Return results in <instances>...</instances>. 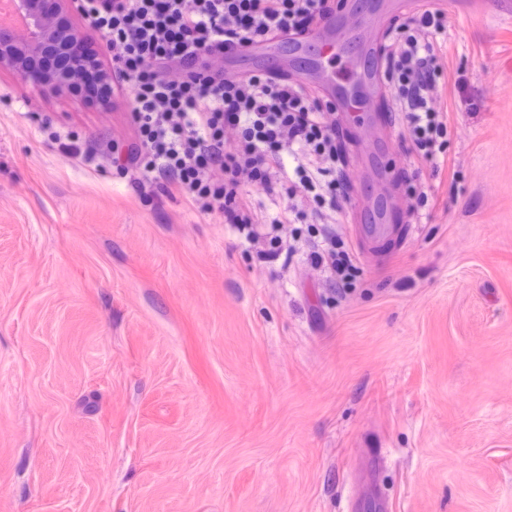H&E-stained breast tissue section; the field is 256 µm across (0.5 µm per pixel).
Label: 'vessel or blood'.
I'll return each instance as SVG.
<instances>
[{
	"mask_svg": "<svg viewBox=\"0 0 512 512\" xmlns=\"http://www.w3.org/2000/svg\"><path fill=\"white\" fill-rule=\"evenodd\" d=\"M418 0H345L342 15L321 21L309 35L278 38L228 51L224 70L237 77L270 71H299L320 87L337 112L356 115L361 99L385 92L378 46L349 28V16L376 19L412 10Z\"/></svg>",
	"mask_w": 512,
	"mask_h": 512,
	"instance_id": "obj_1",
	"label": "vessel or blood"
}]
</instances>
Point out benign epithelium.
I'll return each instance as SVG.
<instances>
[{
  "mask_svg": "<svg viewBox=\"0 0 512 512\" xmlns=\"http://www.w3.org/2000/svg\"><path fill=\"white\" fill-rule=\"evenodd\" d=\"M13 5L25 19L29 35L27 40L17 41L8 30L0 28V72L10 71L27 81L39 70L44 51L53 48L62 57V66L40 75L32 86L37 90L69 89L71 74L95 62L81 52L82 33L69 23L64 26L49 23L43 13L42 0H13Z\"/></svg>",
  "mask_w": 512,
  "mask_h": 512,
  "instance_id": "1",
  "label": "benign epithelium"
}]
</instances>
